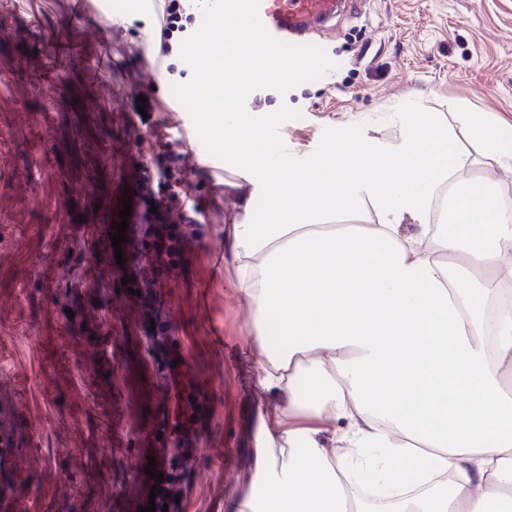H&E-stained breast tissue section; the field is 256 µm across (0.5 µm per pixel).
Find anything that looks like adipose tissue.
<instances>
[{
  "instance_id": "1",
  "label": "adipose tissue",
  "mask_w": 512,
  "mask_h": 512,
  "mask_svg": "<svg viewBox=\"0 0 512 512\" xmlns=\"http://www.w3.org/2000/svg\"><path fill=\"white\" fill-rule=\"evenodd\" d=\"M169 51L201 64L182 115L210 142L201 165L239 170L234 290L262 354L257 383L277 403L256 411L250 489L228 512H366L341 457L365 468L377 451L386 466L371 480L392 512H512V209L468 195L464 177L448 226L427 225L439 177L465 167L429 112L401 113L395 146L344 131L304 162L268 165L253 149L265 119L228 110L224 73L239 62L220 6ZM460 118L512 166L511 124ZM366 201L379 223H355ZM407 216L419 234L402 235Z\"/></svg>"
}]
</instances>
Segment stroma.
Masks as SVG:
<instances>
[{"label": "stroma", "mask_w": 512, "mask_h": 512, "mask_svg": "<svg viewBox=\"0 0 512 512\" xmlns=\"http://www.w3.org/2000/svg\"><path fill=\"white\" fill-rule=\"evenodd\" d=\"M159 29L150 7L118 24L98 0H0V484L20 503L63 480L50 512H138L152 459L170 478L157 512H226L250 488L251 412L264 393L255 361L235 353L247 313L232 293V161L201 167L203 138L175 147L174 190L196 221L173 212L157 232L148 209L134 214L140 246L161 258L132 290L105 231L123 194L157 180L151 135L140 158L129 151L131 90L178 128L193 107L185 59L165 57L167 80L143 85L144 36ZM321 39L332 70L252 86L242 108L285 118L303 154L343 128L396 144L404 128L391 113L431 112L466 172L512 196V170L459 120L512 123V0H360ZM188 358L204 382L175 375ZM147 403L160 420L144 418ZM41 435L54 464L35 451Z\"/></svg>", "instance_id": "obj_1"}]
</instances>
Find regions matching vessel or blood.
<instances>
[{"label": "vessel or blood", "mask_w": 512, "mask_h": 512, "mask_svg": "<svg viewBox=\"0 0 512 512\" xmlns=\"http://www.w3.org/2000/svg\"><path fill=\"white\" fill-rule=\"evenodd\" d=\"M224 16L250 35L249 53L281 61L280 78L289 65L321 58L313 33L328 27L343 0H221Z\"/></svg>", "instance_id": "obj_1"}]
</instances>
